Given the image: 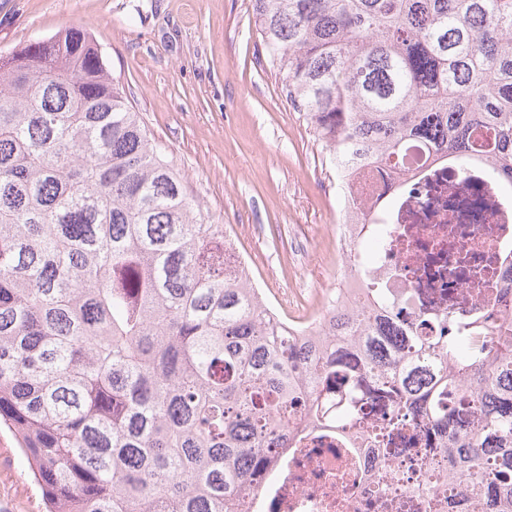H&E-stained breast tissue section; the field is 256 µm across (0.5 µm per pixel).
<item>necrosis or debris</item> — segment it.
Masks as SVG:
<instances>
[{
	"label": "necrosis or debris",
	"instance_id": "obj_1",
	"mask_svg": "<svg viewBox=\"0 0 512 512\" xmlns=\"http://www.w3.org/2000/svg\"><path fill=\"white\" fill-rule=\"evenodd\" d=\"M383 215L386 244L369 274H345V288L318 292L317 312L348 303L370 283L405 296L400 319L425 310L459 322L473 314L498 320L512 265V201L482 166L460 174L447 159L410 147L402 166L368 163L350 170L341 191L336 243L345 265L357 262L366 226ZM384 449L337 452L323 430L300 433L295 446L243 512H427L394 488L376 491L372 477Z\"/></svg>",
	"mask_w": 512,
	"mask_h": 512
}]
</instances>
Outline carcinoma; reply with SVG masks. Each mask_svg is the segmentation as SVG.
Here are the masks:
<instances>
[{
  "instance_id": "1",
  "label": "carcinoma",
  "mask_w": 512,
  "mask_h": 512,
  "mask_svg": "<svg viewBox=\"0 0 512 512\" xmlns=\"http://www.w3.org/2000/svg\"><path fill=\"white\" fill-rule=\"evenodd\" d=\"M288 98L337 178L408 141L490 161L512 185V0H253ZM166 160L91 36L0 55V424L46 512H241L291 437L380 446L423 421L412 474L379 478L449 512H512V307L485 342L397 295L295 337ZM473 416L472 427L451 424Z\"/></svg>"
}]
</instances>
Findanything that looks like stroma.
<instances>
[{
	"label": "stroma",
	"mask_w": 512,
	"mask_h": 512,
	"mask_svg": "<svg viewBox=\"0 0 512 512\" xmlns=\"http://www.w3.org/2000/svg\"><path fill=\"white\" fill-rule=\"evenodd\" d=\"M86 28L206 217L223 225L272 305L339 288L336 173L288 99L252 0H0V54ZM311 237L308 259L288 233ZM0 512H42L13 434L0 429Z\"/></svg>",
	"instance_id": "1"
}]
</instances>
